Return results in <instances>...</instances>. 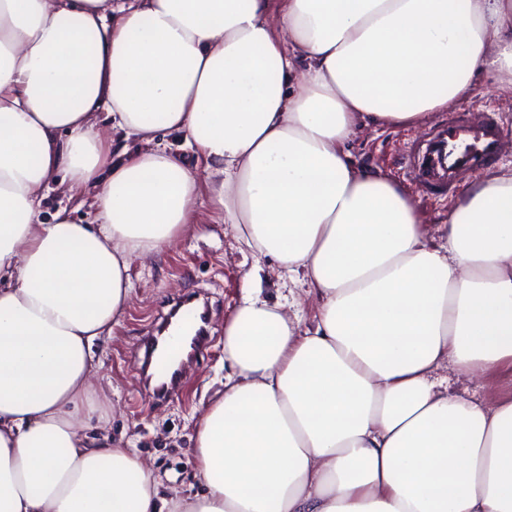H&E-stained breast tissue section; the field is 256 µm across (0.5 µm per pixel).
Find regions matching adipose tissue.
Listing matches in <instances>:
<instances>
[{
	"label": "adipose tissue",
	"mask_w": 512,
	"mask_h": 512,
	"mask_svg": "<svg viewBox=\"0 0 512 512\" xmlns=\"http://www.w3.org/2000/svg\"><path fill=\"white\" fill-rule=\"evenodd\" d=\"M481 76L512 86V0H0V512H512V399L437 376L512 365V172L465 186L437 246L346 150ZM59 171L94 222L41 221ZM201 197L316 309L243 297L207 492L165 498L90 432L92 347ZM158 142H161V145L167 150H171L183 156L190 168L197 171L198 175L205 179L206 172L203 170L202 164L197 160L195 152L187 146L183 140L175 137H160Z\"/></svg>",
	"instance_id": "ef3b65f1"
}]
</instances>
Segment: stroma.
<instances>
[{"label":"stroma","mask_w":512,"mask_h":512,"mask_svg":"<svg viewBox=\"0 0 512 512\" xmlns=\"http://www.w3.org/2000/svg\"><path fill=\"white\" fill-rule=\"evenodd\" d=\"M472 121H482L488 110L512 128V89L478 80L462 102ZM445 117L431 113L415 127H361L350 145L356 166L381 171L408 193L435 243H444L441 224L449 199L423 194L410 178L401 156L406 143L421 140ZM192 233L183 235L166 254L134 260L131 269L133 299L110 340L95 347L101 396L112 404V414L95 418L92 428L105 429L123 447L145 457L168 494L200 496L203 486L194 475V430L198 415L224 392L232 369L224 361V323L245 292L244 275L259 269L264 297L299 312L303 325L313 319L314 301L304 292L289 293L276 263L242 245L231 225L201 204ZM190 293L205 298L210 307L211 343L200 351L184 379L180 395L165 401L145 398L139 372L144 339L175 302Z\"/></svg>","instance_id":"stroma-1"}]
</instances>
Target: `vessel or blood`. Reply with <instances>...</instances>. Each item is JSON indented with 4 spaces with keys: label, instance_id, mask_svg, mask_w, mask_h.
Instances as JSON below:
<instances>
[{
    "label": "vessel or blood",
    "instance_id": "vessel-or-blood-1",
    "mask_svg": "<svg viewBox=\"0 0 512 512\" xmlns=\"http://www.w3.org/2000/svg\"><path fill=\"white\" fill-rule=\"evenodd\" d=\"M501 143L497 122L487 120L474 125L466 113L452 112L424 141L411 145L409 166L422 192L443 195L455 189L459 178L494 164ZM169 316L180 321L177 333L159 334L148 341L143 378L147 394L153 399L182 390L181 370L174 362L179 336L190 337V346L195 350L209 341L206 301L187 296L173 306Z\"/></svg>",
    "mask_w": 512,
    "mask_h": 512
}]
</instances>
